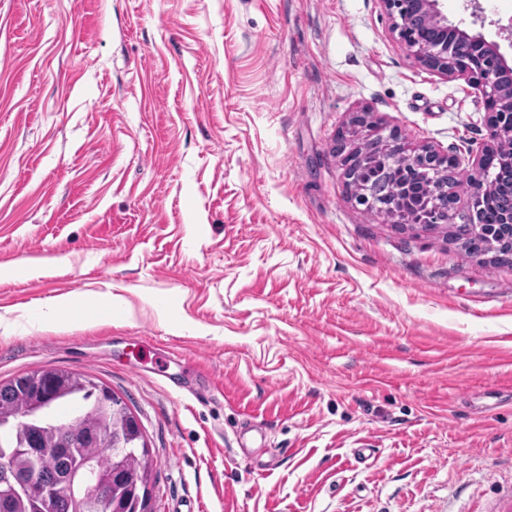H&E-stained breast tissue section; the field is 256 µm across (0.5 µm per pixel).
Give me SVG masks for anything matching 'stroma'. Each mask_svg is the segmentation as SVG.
I'll use <instances>...</instances> for the list:
<instances>
[{
  "instance_id": "1",
  "label": "stroma",
  "mask_w": 512,
  "mask_h": 512,
  "mask_svg": "<svg viewBox=\"0 0 512 512\" xmlns=\"http://www.w3.org/2000/svg\"><path fill=\"white\" fill-rule=\"evenodd\" d=\"M441 9L512 51V0ZM391 26L377 0H0V381L122 397L154 512H512V263L364 210L336 155L482 143Z\"/></svg>"
}]
</instances>
